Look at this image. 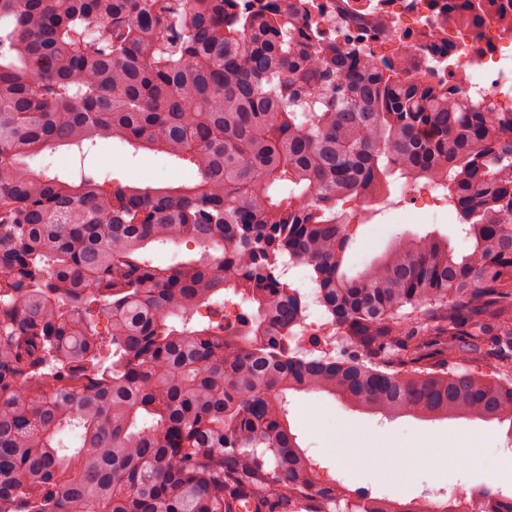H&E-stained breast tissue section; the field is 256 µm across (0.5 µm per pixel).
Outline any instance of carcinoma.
<instances>
[{"label":"carcinoma","mask_w":512,"mask_h":512,"mask_svg":"<svg viewBox=\"0 0 512 512\" xmlns=\"http://www.w3.org/2000/svg\"><path fill=\"white\" fill-rule=\"evenodd\" d=\"M489 2L448 0L432 54L453 60ZM426 68L309 27L299 0H0V512H332L345 487L301 448L290 390L512 423V101ZM111 137L198 179L106 188L28 163ZM418 183L470 248L402 235L347 275L374 205ZM292 264L328 314L313 334Z\"/></svg>","instance_id":"carcinoma-1"}]
</instances>
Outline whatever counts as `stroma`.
<instances>
[{
    "label": "stroma",
    "mask_w": 512,
    "mask_h": 512,
    "mask_svg": "<svg viewBox=\"0 0 512 512\" xmlns=\"http://www.w3.org/2000/svg\"><path fill=\"white\" fill-rule=\"evenodd\" d=\"M86 164L127 184L197 179L196 170L189 163L176 162L153 151H137L115 139L100 140ZM392 198L393 206L357 228L345 256L347 273L361 269L395 237L405 233L422 236L435 232L448 237L456 250L468 249L470 242L461 231L456 213L439 206L432 198L424 208H416L398 187L394 188ZM288 421L301 447L317 461L322 473L332 476L350 491L396 500L440 502L447 500L449 485H456L461 495L468 489L486 485L512 497V433L498 423L480 419L424 420L409 416L388 419L351 410L323 392L289 393ZM344 427L358 430L367 439L384 437L401 449L419 447L428 441L444 448L449 437L462 432L480 448L481 459L477 464L456 470L450 479L442 475L436 464L417 462L406 478L399 479L386 475L376 461L368 458L340 463L336 447Z\"/></svg>",
    "instance_id": "obj_1"
}]
</instances>
